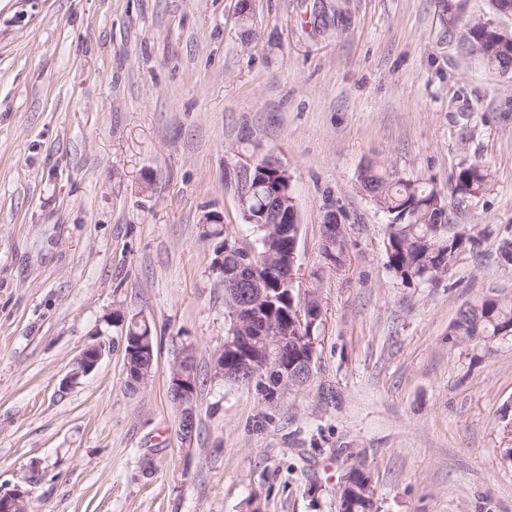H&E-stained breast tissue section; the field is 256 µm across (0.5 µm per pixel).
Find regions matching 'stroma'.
Wrapping results in <instances>:
<instances>
[{
  "label": "stroma",
  "mask_w": 512,
  "mask_h": 512,
  "mask_svg": "<svg viewBox=\"0 0 512 512\" xmlns=\"http://www.w3.org/2000/svg\"><path fill=\"white\" fill-rule=\"evenodd\" d=\"M237 12L0 0V494L26 488L30 512H340L361 458L373 512H512V341L448 339L461 306L512 296V77L460 54L448 0H257L248 44ZM267 155L299 212L295 284L322 309L316 378L277 406L212 376L224 286L203 222L252 240L224 173ZM473 162L489 189L455 222L483 230L479 254L402 285L362 169L444 190ZM116 310L153 331L135 392ZM95 341L103 359L66 384ZM187 350L188 450L168 393Z\"/></svg>",
  "instance_id": "1"
}]
</instances>
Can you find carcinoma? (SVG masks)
<instances>
[{"instance_id":"1","label":"carcinoma","mask_w":512,"mask_h":512,"mask_svg":"<svg viewBox=\"0 0 512 512\" xmlns=\"http://www.w3.org/2000/svg\"><path fill=\"white\" fill-rule=\"evenodd\" d=\"M462 49L479 57L487 66L498 71L512 64V30L487 29L478 22L469 24L462 40ZM490 177L485 166L471 163L461 166L449 179L448 192L395 176L372 164L361 172L360 183L378 210L387 217L384 250L386 269L407 287L434 282L448 272L449 259L466 253L476 255L481 245L480 235L456 233L453 224V205L483 195ZM248 213L243 221L251 226L255 244L250 250L231 242L224 247V321L226 330L232 328V309L236 305L234 272L243 266L255 268L258 278L271 289L274 298L269 315L274 322L288 328L293 343L282 355L292 368L291 389L299 393L309 387L315 375L306 372L310 324L300 319L299 295L278 289L283 270L289 267L288 252L280 239L265 225L267 200L273 193L286 197L293 194L277 167L267 163L253 177ZM343 234L324 239L322 254L339 265L343 257ZM512 330V300L499 295L484 298L459 310L453 332L458 343H487L497 329ZM147 364L146 357L132 355L127 365L130 388L137 389L136 374ZM354 512H372L373 490L365 472L363 460H355L343 477Z\"/></svg>"}]
</instances>
